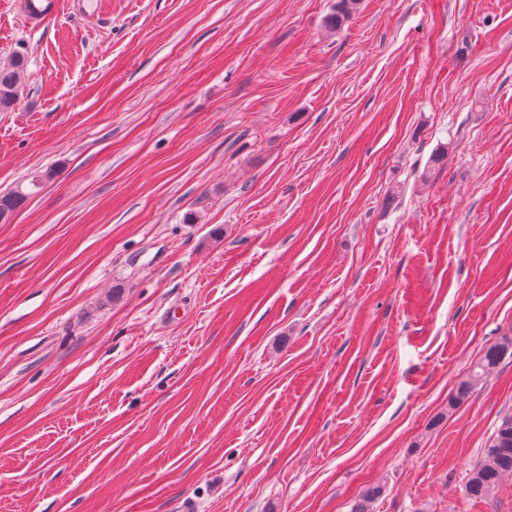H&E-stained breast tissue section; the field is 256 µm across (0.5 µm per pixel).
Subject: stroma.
<instances>
[{
    "instance_id": "35a3bbf8",
    "label": "stroma",
    "mask_w": 512,
    "mask_h": 512,
    "mask_svg": "<svg viewBox=\"0 0 512 512\" xmlns=\"http://www.w3.org/2000/svg\"><path fill=\"white\" fill-rule=\"evenodd\" d=\"M335 2L0 0V512H512V0ZM27 63L23 51H14L7 61L0 64V111H7L16 105ZM54 174L52 170L45 171L40 175L33 176L29 182L30 187H27L26 190L20 185L7 193H0V222L8 221L22 202L36 193L43 183L51 180ZM507 354H512V336H504L499 342L486 349L481 359L472 366L468 377L458 385L452 405L465 401L483 376ZM506 473L512 475V416L501 421L485 457L469 469L464 485L466 496L489 498Z\"/></svg>"
}]
</instances>
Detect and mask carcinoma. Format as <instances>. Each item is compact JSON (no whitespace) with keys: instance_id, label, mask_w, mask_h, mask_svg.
I'll list each match as a JSON object with an SVG mask.
<instances>
[{"instance_id":"cac0c4a2","label":"carcinoma","mask_w":512,"mask_h":512,"mask_svg":"<svg viewBox=\"0 0 512 512\" xmlns=\"http://www.w3.org/2000/svg\"><path fill=\"white\" fill-rule=\"evenodd\" d=\"M356 5L357 0H336L334 10L327 18L328 26L333 29L340 28L345 19L356 9ZM27 63L26 54L15 51L7 61L0 64V111H7L16 105ZM53 177L54 171H45L32 177L29 188L26 190L18 186L7 193H0V222L8 221L23 201ZM508 354H512V336H504L499 342L486 349L481 359L472 366L468 377L458 385L452 404L465 401L483 376ZM506 473L512 475V416L501 421L485 457L469 469L464 485L466 496L489 498L495 492L501 477ZM382 493L383 488L380 486L368 488L361 499L354 503L352 512H370V505Z\"/></svg>"}]
</instances>
